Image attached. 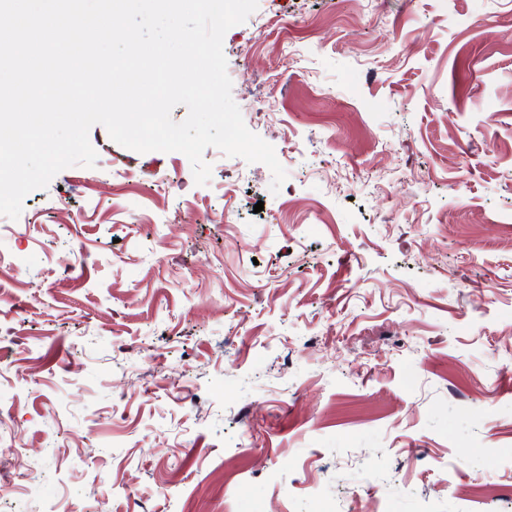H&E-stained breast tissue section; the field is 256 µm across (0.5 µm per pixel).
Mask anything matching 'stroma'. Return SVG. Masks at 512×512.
Here are the masks:
<instances>
[{
  "label": "stroma",
  "mask_w": 512,
  "mask_h": 512,
  "mask_svg": "<svg viewBox=\"0 0 512 512\" xmlns=\"http://www.w3.org/2000/svg\"><path fill=\"white\" fill-rule=\"evenodd\" d=\"M223 52L279 191L97 124L0 216V512H512V0H258Z\"/></svg>",
  "instance_id": "obj_1"
}]
</instances>
